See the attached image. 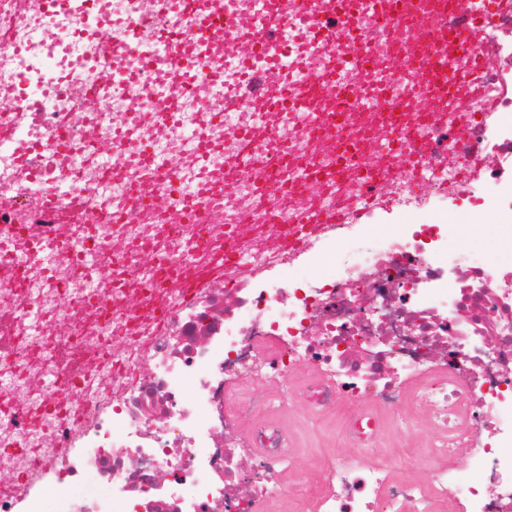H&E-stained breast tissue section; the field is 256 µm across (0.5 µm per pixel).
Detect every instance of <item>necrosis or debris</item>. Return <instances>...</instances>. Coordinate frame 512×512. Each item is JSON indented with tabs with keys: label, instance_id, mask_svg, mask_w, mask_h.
<instances>
[{
	"label": "necrosis or debris",
	"instance_id": "1",
	"mask_svg": "<svg viewBox=\"0 0 512 512\" xmlns=\"http://www.w3.org/2000/svg\"><path fill=\"white\" fill-rule=\"evenodd\" d=\"M466 7L494 22L450 62L483 78L436 108L392 67L407 34L355 14L409 107L345 115L371 183L287 117L266 146L287 161L212 187L190 217L165 178L140 179L130 131L176 172L202 109L221 113L206 139L223 169L262 117L224 105L237 56L223 84L182 92L166 39L193 14L0 0V81L16 88L0 94V449L13 470L0 512H512V262L458 238L488 214L512 244V0ZM132 22L138 50L113 57ZM398 130L413 169L384 148ZM264 179L282 191L273 216ZM307 208L339 221L296 223ZM401 211L418 223L375 233ZM213 251L230 259L207 277ZM326 251L331 272L311 275ZM89 254L93 281L78 270ZM291 403L335 415L348 451L297 464L270 417ZM421 409L436 438L414 463L372 461V442L411 437Z\"/></svg>",
	"mask_w": 512,
	"mask_h": 512
}]
</instances>
